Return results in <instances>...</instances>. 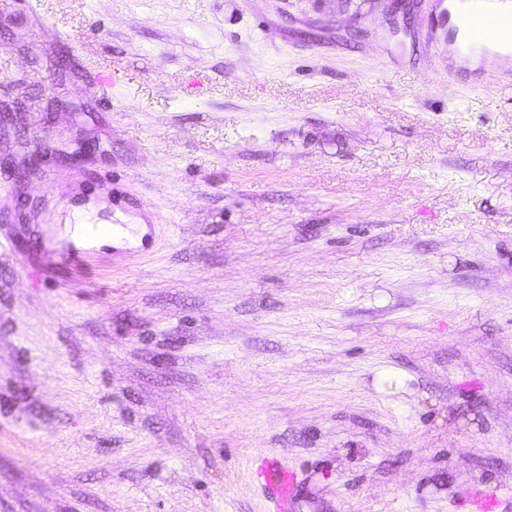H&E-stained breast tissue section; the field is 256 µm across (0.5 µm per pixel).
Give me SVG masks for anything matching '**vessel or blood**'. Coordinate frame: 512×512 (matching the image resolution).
Listing matches in <instances>:
<instances>
[{
    "instance_id": "vessel-or-blood-1",
    "label": "vessel or blood",
    "mask_w": 512,
    "mask_h": 512,
    "mask_svg": "<svg viewBox=\"0 0 512 512\" xmlns=\"http://www.w3.org/2000/svg\"><path fill=\"white\" fill-rule=\"evenodd\" d=\"M426 49L447 48L448 72L471 85L512 88V0H433ZM50 265L84 267L80 249L48 251ZM266 486L278 512H287L296 494L295 476L279 461H267Z\"/></svg>"
}]
</instances>
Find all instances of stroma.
Segmentation results:
<instances>
[{"label": "stroma", "mask_w": 512, "mask_h": 512, "mask_svg": "<svg viewBox=\"0 0 512 512\" xmlns=\"http://www.w3.org/2000/svg\"><path fill=\"white\" fill-rule=\"evenodd\" d=\"M424 2L0 0V161L57 150L0 171V512H269L271 455L292 512H512V93ZM76 222L155 245L47 267ZM52 154L50 148L37 144L35 151L30 152L27 160L22 165L12 168V174L17 184L19 186L25 185L38 177L45 158ZM266 486L276 501L277 512L288 511V506L296 494L295 476L279 461L271 459L263 469Z\"/></svg>", "instance_id": "stroma-1"}]
</instances>
